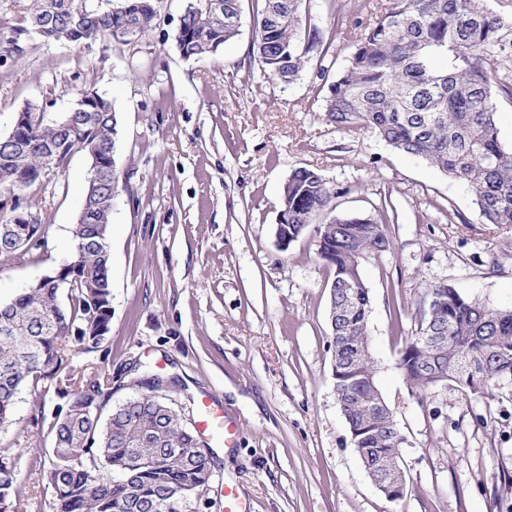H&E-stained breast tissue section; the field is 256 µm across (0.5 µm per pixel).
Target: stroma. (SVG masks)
Instances as JSON below:
<instances>
[{
    "label": "stroma",
    "instance_id": "stroma-1",
    "mask_svg": "<svg viewBox=\"0 0 512 512\" xmlns=\"http://www.w3.org/2000/svg\"><path fill=\"white\" fill-rule=\"evenodd\" d=\"M151 29L132 40L78 46L32 39L0 66V135L34 105L68 111L79 88L113 100L118 117L112 209V329L78 369L130 364L170 380L192 421L223 411L232 441L205 434L213 478L193 512H224L235 485L250 512H512V385L494 395L453 382L412 391L396 367L427 285L445 282L493 308L512 307V226L484 223L469 190L371 130L324 119L315 64L284 86L252 54L255 0H241L239 34L205 59H185L175 36L184 0H155ZM357 0H305L308 28ZM317 170L344 214L397 207L393 246L363 261L368 333L379 388L404 436L406 489L392 502L372 484L336 400L326 309L332 274L315 231L280 250L275 226L292 170ZM88 159L0 201L47 224L36 260L0 267V300L67 260ZM57 399L23 392L0 448L23 449L22 512H51L33 446Z\"/></svg>",
    "mask_w": 512,
    "mask_h": 512
}]
</instances>
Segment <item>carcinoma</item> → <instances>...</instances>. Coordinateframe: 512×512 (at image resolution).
I'll list each match as a JSON object with an SVG mask.
<instances>
[{"instance_id":"obj_1","label":"carcinoma","mask_w":512,"mask_h":512,"mask_svg":"<svg viewBox=\"0 0 512 512\" xmlns=\"http://www.w3.org/2000/svg\"><path fill=\"white\" fill-rule=\"evenodd\" d=\"M127 16L89 9L83 0H28L20 22L0 36V61H20L26 32L38 38L79 45L118 39L125 22L139 37L155 18L154 0ZM253 19V52L268 78L288 86L306 69L310 52L326 57L344 30L352 51L322 100L326 122L341 130L369 128L397 152L422 158L473 195L483 222L512 225V146L499 137L497 92L512 97L500 81L498 56L512 48V15L489 9L484 0H359L357 14L368 18L355 32L345 16L326 36L302 37L304 0H260ZM240 0H189L176 42L186 59L216 54L238 35ZM92 107L49 117L34 106L22 109L26 124L0 136V185L23 191L50 168L62 171L73 153L94 152L111 164L118 117L112 99L91 88ZM114 176L85 187L83 206L98 223L72 225L70 258L45 277L0 301V428L14 423L21 390L49 382L59 400L48 425L51 447L41 448L40 474L52 489V512H191L212 480L211 456L185 411L160 386L163 378L130 368L133 396L109 408L112 373L86 375L72 366L74 354L96 352L112 325L110 206ZM340 192L316 170H293L283 187L288 237L299 239L316 225L319 256L336 286V327L330 348L346 377L343 415L357 431L358 455L372 470L399 458L403 436L396 420L379 407L382 395L373 357L359 356L368 338L369 289L360 260L392 248L387 225L396 207L383 201L374 219L336 212ZM0 207V264L42 246L45 224H15ZM440 300L441 314L428 309L399 353L397 368L418 391L445 376L493 395L512 379V308H491L463 296L447 283L428 285L424 295ZM471 363V379L460 373ZM22 481L14 453L0 451V512L22 508Z\"/></svg>"}]
</instances>
